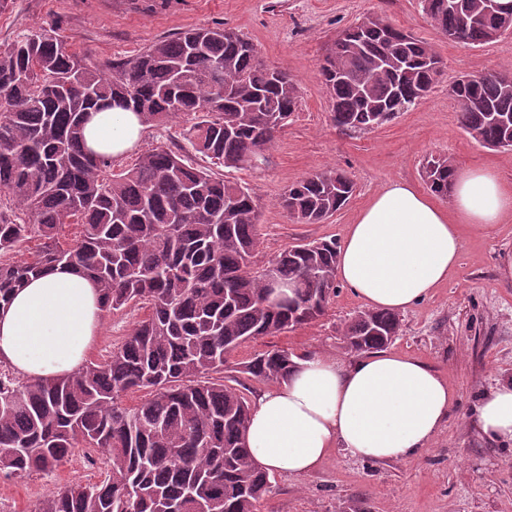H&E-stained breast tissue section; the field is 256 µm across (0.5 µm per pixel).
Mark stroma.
Returning a JSON list of instances; mask_svg holds the SVG:
<instances>
[{
    "instance_id": "35a3bbf8",
    "label": "stroma",
    "mask_w": 512,
    "mask_h": 512,
    "mask_svg": "<svg viewBox=\"0 0 512 512\" xmlns=\"http://www.w3.org/2000/svg\"><path fill=\"white\" fill-rule=\"evenodd\" d=\"M371 12L432 45L443 71L425 99L392 121L366 132H344L331 121L319 65L332 40ZM215 24L247 37L264 63L287 71L301 93L293 119L277 133L259 167L230 169L198 153L185 155L189 163L248 187L258 199V262L301 240L343 238L347 225L389 182L426 190L424 168L435 158H450L459 168L494 167L512 185V151L476 143L461 126L450 94L460 76L512 70V32L484 45L449 41L419 0H6L0 7V50L19 34L52 27L76 50L90 51L93 62L103 63L186 29ZM336 168L355 183L349 202L320 224L291 221L279 204L288 186ZM462 241L455 270L425 299L400 312V334L388 347L427 362L456 392L431 446L399 461H363L333 449L313 473L271 474L261 512H512V446L487 441L475 426L482 393L512 380V281L501 280L496 270L500 254L512 252V216L484 231L463 227ZM363 308L350 289L339 288L324 317L245 342L231 361L245 363L271 348L343 358L335 326ZM144 315L136 307L105 315L90 358L110 356ZM104 472V465L78 450L47 475L0 473V512H35L61 487L98 483Z\"/></svg>"
}]
</instances>
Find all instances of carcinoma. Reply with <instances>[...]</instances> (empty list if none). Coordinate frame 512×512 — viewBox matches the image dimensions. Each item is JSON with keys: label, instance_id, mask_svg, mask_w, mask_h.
Returning <instances> with one entry per match:
<instances>
[{"label": "carcinoma", "instance_id": "obj_1", "mask_svg": "<svg viewBox=\"0 0 512 512\" xmlns=\"http://www.w3.org/2000/svg\"><path fill=\"white\" fill-rule=\"evenodd\" d=\"M420 0L453 42L482 45L512 31V0ZM429 44L370 14L342 31L319 75L342 131L379 127L415 106L441 75ZM458 119L485 147L512 148V82L497 72L456 81ZM300 104L288 74L219 26L188 29L123 60L98 65L56 32L40 29L0 50V307L25 281L72 267L97 286L102 311L148 309L117 350L49 381L0 375V471L19 478L54 470L78 448L103 457L105 478L68 485L36 512H259L269 473L244 437L251 404L216 375L248 340L277 336L325 316L337 293L336 239L282 249L262 267L260 206L242 184L215 177L162 145L134 167L112 171L108 154L85 149L89 112L112 105L149 127L189 123L185 139L226 168L264 159ZM449 159L425 170L448 196ZM355 187L340 169L290 186L281 205L301 224L340 210ZM79 224L73 239L64 225ZM37 237L35 258L18 260ZM290 288L266 298V271ZM389 310L358 312L336 329L340 348L379 351L399 335ZM297 355L254 354L242 373L288 376ZM146 390L134 405L124 398Z\"/></svg>", "mask_w": 512, "mask_h": 512}]
</instances>
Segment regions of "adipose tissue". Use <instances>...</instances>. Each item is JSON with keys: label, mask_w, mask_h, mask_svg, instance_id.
<instances>
[{"label": "adipose tissue", "mask_w": 512, "mask_h": 512, "mask_svg": "<svg viewBox=\"0 0 512 512\" xmlns=\"http://www.w3.org/2000/svg\"><path fill=\"white\" fill-rule=\"evenodd\" d=\"M142 131L135 113L94 112L86 144L117 158ZM509 216L512 187L490 168L455 172L447 209L411 184L388 183L347 226L336 277L369 308L406 309L457 266L462 226L485 230ZM102 314L91 280L70 268L48 270L0 308V361L30 380L70 376L84 364ZM454 400L448 381L413 357L312 354L259 396L245 442L257 464L289 476L315 471L338 446L363 461L404 460L430 447ZM476 426L512 445V382L483 394Z\"/></svg>", "instance_id": "1"}]
</instances>
